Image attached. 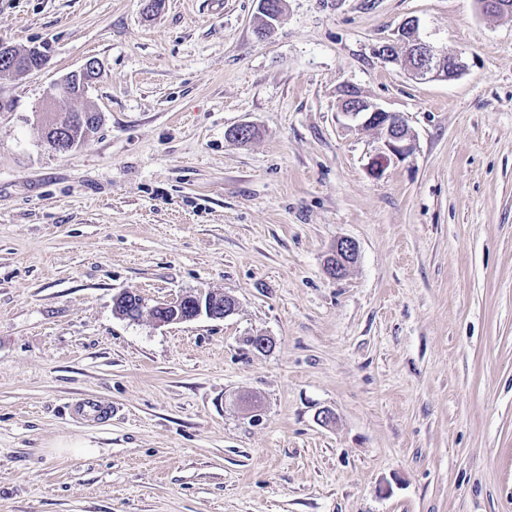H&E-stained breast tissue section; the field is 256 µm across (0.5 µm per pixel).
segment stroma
<instances>
[{"instance_id": "stroma-1", "label": "stroma", "mask_w": 512, "mask_h": 512, "mask_svg": "<svg viewBox=\"0 0 512 512\" xmlns=\"http://www.w3.org/2000/svg\"><path fill=\"white\" fill-rule=\"evenodd\" d=\"M410 17L458 77L378 56ZM260 23V0H0V42L45 55L0 74V512H512V15L285 0ZM91 58L60 107L101 123L52 152L45 94ZM345 83L413 135L380 174ZM201 290L233 311H113ZM357 255L356 245L349 240H339L331 261L328 263V273L332 277H341L348 266L355 262Z\"/></svg>"}]
</instances>
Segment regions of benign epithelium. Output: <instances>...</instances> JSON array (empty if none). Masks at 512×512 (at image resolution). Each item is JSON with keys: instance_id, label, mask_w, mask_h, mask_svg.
<instances>
[{"instance_id": "benign-epithelium-1", "label": "benign epithelium", "mask_w": 512, "mask_h": 512, "mask_svg": "<svg viewBox=\"0 0 512 512\" xmlns=\"http://www.w3.org/2000/svg\"><path fill=\"white\" fill-rule=\"evenodd\" d=\"M395 49L403 57L402 65L411 76L421 80H451L457 77L465 68L459 54H448L436 49L420 36L416 21L408 20L401 23L395 42L385 43L378 48L383 57L390 55V49ZM35 58L39 64H44L42 52L36 48L26 50L24 60L15 56V50L9 45L0 42V71L10 72L18 67L28 71L30 59ZM97 71V62L87 61L79 70L74 71L54 84L48 91L43 113L40 116V125L43 128L42 138L49 148L55 152H70L76 149L83 139L91 134L84 128L88 114L78 113L77 122L82 125L81 136H67L57 133L60 123V109L56 102L67 97H81L87 87L92 84ZM350 98L355 100L353 105L340 108L342 117L349 120H362L365 126H377L385 130L386 138L384 150L378 152L371 161V170H380L390 157L401 158L412 148L411 133L405 119L398 113L389 112L367 100L352 85L346 86ZM357 255L356 245L349 240H339L331 261L328 263V273L333 277L342 276L347 267L355 262ZM188 303L189 311L183 313L177 310L181 300L170 303L175 309V316L170 319L172 323L189 322L201 315L220 319L227 316L234 308L228 303L217 302L218 296L210 292L190 293Z\"/></svg>"}]
</instances>
